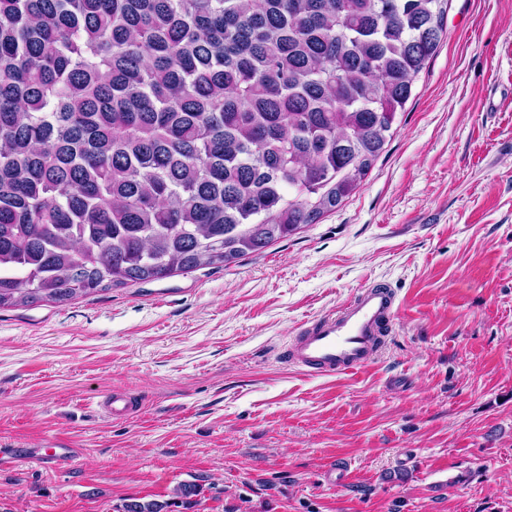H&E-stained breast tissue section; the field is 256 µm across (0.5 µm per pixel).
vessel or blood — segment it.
Segmentation results:
<instances>
[{"label":"vessel or blood","mask_w":512,"mask_h":512,"mask_svg":"<svg viewBox=\"0 0 512 512\" xmlns=\"http://www.w3.org/2000/svg\"><path fill=\"white\" fill-rule=\"evenodd\" d=\"M398 307L390 286L365 287L338 310L303 321L284 359L310 376L356 373L376 358ZM71 459L65 441L46 440L44 464L55 467Z\"/></svg>","instance_id":"obj_1"}]
</instances>
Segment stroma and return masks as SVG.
Here are the masks:
<instances>
[{"label": "stroma", "mask_w": 512, "mask_h": 512, "mask_svg": "<svg viewBox=\"0 0 512 512\" xmlns=\"http://www.w3.org/2000/svg\"><path fill=\"white\" fill-rule=\"evenodd\" d=\"M446 32L317 223L225 266L0 310V450L21 451L0 512H512V0H448ZM381 281L401 307L372 366L283 362L301 322ZM110 394L137 412L112 416ZM49 436L72 463L40 462Z\"/></svg>", "instance_id": "35a3bbf8"}]
</instances>
